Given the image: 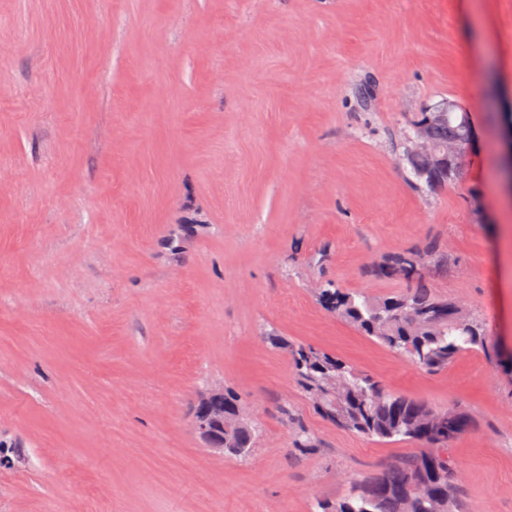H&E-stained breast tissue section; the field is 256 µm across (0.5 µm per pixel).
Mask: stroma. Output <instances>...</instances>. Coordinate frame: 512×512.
<instances>
[{"mask_svg": "<svg viewBox=\"0 0 512 512\" xmlns=\"http://www.w3.org/2000/svg\"><path fill=\"white\" fill-rule=\"evenodd\" d=\"M445 98L469 159L420 189L398 134ZM505 112L512 0H0V512H310L416 452L325 422L270 332L466 410V512H512V373L421 371L312 292L400 290L371 268L433 242L429 285L512 347ZM215 381L248 460L193 429ZM221 393H224V399L220 401L224 405V411L214 409L209 417L194 416L192 424L211 452L221 456L230 455L241 461L247 460L255 448L260 429L253 421L237 416L236 410L239 407L240 397L234 391L224 388L223 383L216 382L198 396L197 403L205 405L213 396ZM215 428L224 431V442L221 448H213ZM281 411L287 427L288 422L291 426L294 449L303 453L315 448V436L295 418V414L288 408V404H284L281 407Z\"/></svg>", "mask_w": 512, "mask_h": 512, "instance_id": "obj_1", "label": "stroma"}]
</instances>
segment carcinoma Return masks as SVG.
Returning a JSON list of instances; mask_svg holds the SVG:
<instances>
[{
	"label": "carcinoma",
	"instance_id": "obj_1",
	"mask_svg": "<svg viewBox=\"0 0 512 512\" xmlns=\"http://www.w3.org/2000/svg\"><path fill=\"white\" fill-rule=\"evenodd\" d=\"M421 122L430 123L438 146L472 135L467 112H422L414 124ZM402 156L418 187L433 188L458 176L454 171L436 172L425 159L405 150ZM437 261L438 250L431 242L374 266L371 273L402 281L400 292L385 297L347 291L331 281L318 283L315 296L326 311L422 371L440 372L468 352L493 355L512 371V350H500L457 301L425 286V270ZM265 340L289 354L298 387L324 420L370 440L418 445L417 452L395 459L381 473L354 484L343 499L321 501L317 508L322 512H463V494L448 447L472 425L465 410L456 408L457 417L450 421L447 410L391 392L380 380L328 352L275 334ZM239 403L234 391L224 389V454L244 461L255 448L260 429L237 416ZM281 411L291 426L294 449L303 453L314 448L313 433L288 405ZM418 482L430 484L433 497L416 498L413 487Z\"/></svg>",
	"mask_w": 512,
	"mask_h": 512
}]
</instances>
